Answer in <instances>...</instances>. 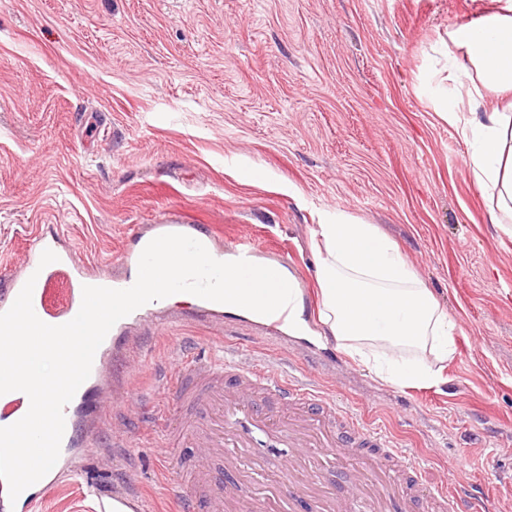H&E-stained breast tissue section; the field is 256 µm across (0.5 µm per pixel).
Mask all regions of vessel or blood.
I'll use <instances>...</instances> for the list:
<instances>
[{
    "mask_svg": "<svg viewBox=\"0 0 512 512\" xmlns=\"http://www.w3.org/2000/svg\"><path fill=\"white\" fill-rule=\"evenodd\" d=\"M155 231L192 236L219 261L234 255L241 288L255 290L253 262L259 254L251 242L223 249L214 230L200 224L167 221ZM147 243L137 236L127 273L102 277L86 272L71 252L59 251L56 238L35 236V250L22 271L0 289V312L11 307L31 279L36 315L50 325L67 323L81 307L83 286H132ZM47 249L56 251L58 259L44 266L40 259ZM186 320L208 329L222 325L224 306L195 299ZM145 322L157 333L168 319L141 306L117 321L97 349L88 379L64 408L62 461L74 463L75 449L87 446L108 414H126L131 399L117 386L113 368L127 352L139 349L140 339L132 331ZM172 357L165 385L167 425L161 432L168 466L162 475L178 495V512H297L304 499L311 502V512H493L491 502L467 499L446 484L426 489L414 450L400 447L386 431L337 404L330 389L317 384L308 370L284 372L280 357L262 352L244 366L234 346L222 347L218 356L202 362L184 359L178 348ZM253 448L288 449L280 473L263 479L260 461L243 464L244 454ZM334 456L356 463V484L347 503L337 499L321 476L324 461ZM120 505L132 512L152 508L133 485L96 498V512H116Z\"/></svg>",
    "mask_w": 512,
    "mask_h": 512,
    "instance_id": "1",
    "label": "vessel or blood"
}]
</instances>
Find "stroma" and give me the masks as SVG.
I'll use <instances>...</instances> for the list:
<instances>
[{
	"instance_id": "obj_1",
	"label": "stroma",
	"mask_w": 512,
	"mask_h": 512,
	"mask_svg": "<svg viewBox=\"0 0 512 512\" xmlns=\"http://www.w3.org/2000/svg\"><path fill=\"white\" fill-rule=\"evenodd\" d=\"M492 0H0V285L39 232L121 273L129 234L208 224L224 245L278 248L314 314L316 225L337 212L399 245L456 323L435 386H391L335 347L228 315L242 353L267 337L308 360L337 400L512 512V233L488 221L469 146L438 113L448 31ZM215 349L172 323L121 370L146 394L120 423L133 444L84 458L37 512H93L94 492L157 482L168 348ZM470 466L458 479L459 458Z\"/></svg>"
}]
</instances>
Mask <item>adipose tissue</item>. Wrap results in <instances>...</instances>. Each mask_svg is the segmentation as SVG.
Returning <instances> with one entry per match:
<instances>
[{"mask_svg": "<svg viewBox=\"0 0 512 512\" xmlns=\"http://www.w3.org/2000/svg\"><path fill=\"white\" fill-rule=\"evenodd\" d=\"M451 101L443 117L470 145L471 172L487 195L490 223H512V0L448 32ZM320 308L304 314L300 283L286 268L266 294L242 293L225 257L224 312L261 322L287 299L288 334L335 345L395 386H431L456 351L455 323L432 291L375 226L337 213L313 232Z\"/></svg>", "mask_w": 512, "mask_h": 512, "instance_id": "adipose-tissue-1", "label": "adipose tissue"}]
</instances>
